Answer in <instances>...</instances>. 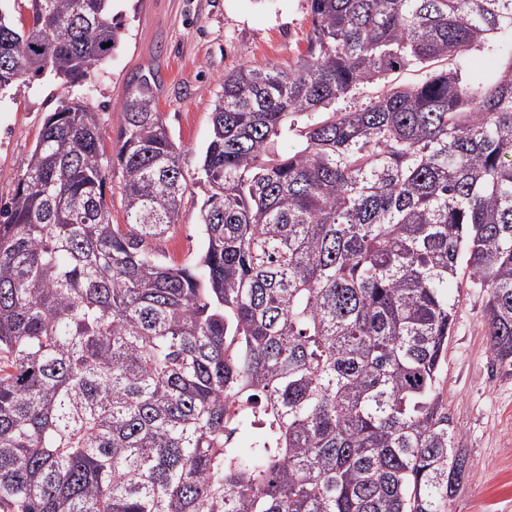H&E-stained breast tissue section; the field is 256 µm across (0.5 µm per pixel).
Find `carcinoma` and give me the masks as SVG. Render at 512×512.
<instances>
[{"label":"carcinoma","mask_w":512,"mask_h":512,"mask_svg":"<svg viewBox=\"0 0 512 512\" xmlns=\"http://www.w3.org/2000/svg\"><path fill=\"white\" fill-rule=\"evenodd\" d=\"M28 2L0 10V91L121 41L112 0ZM309 5L294 64L224 75L182 264L152 247L187 183L148 84L110 156L85 101L47 116L0 206V512H448L471 477L439 375L481 288L512 376V0Z\"/></svg>","instance_id":"1"}]
</instances>
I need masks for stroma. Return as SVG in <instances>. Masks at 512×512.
<instances>
[{"label":"stroma","mask_w":512,"mask_h":512,"mask_svg":"<svg viewBox=\"0 0 512 512\" xmlns=\"http://www.w3.org/2000/svg\"><path fill=\"white\" fill-rule=\"evenodd\" d=\"M123 39L86 77L67 84L46 74L0 91V204L9 202L45 118L78 97L104 115V148L116 142L115 109L130 84L147 79L180 149L187 190L173 233L156 242L167 261L203 248L196 173L209 140L211 112L227 73L294 63L311 31L308 0H113ZM487 294L464 289L440 385L472 476L448 512H512V377L501 375L485 338Z\"/></svg>","instance_id":"obj_1"}]
</instances>
